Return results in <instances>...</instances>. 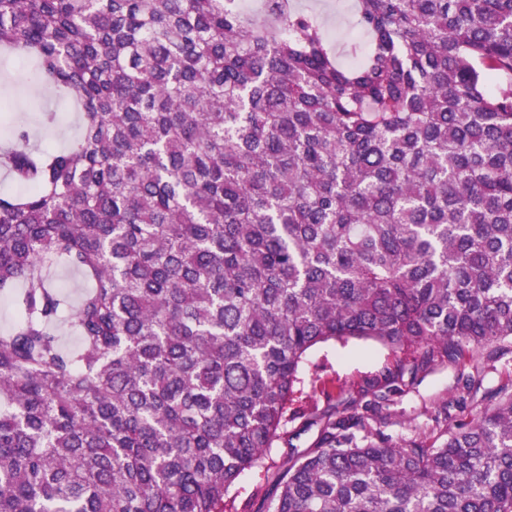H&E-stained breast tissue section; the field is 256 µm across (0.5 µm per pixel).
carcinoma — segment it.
<instances>
[{"mask_svg": "<svg viewBox=\"0 0 512 512\" xmlns=\"http://www.w3.org/2000/svg\"><path fill=\"white\" fill-rule=\"evenodd\" d=\"M275 2L0 0V49L82 128L35 154L13 123L0 158V512H224L278 443L273 512H512V391L381 430L419 373L512 342V0H355L353 65ZM350 339L411 360L300 451L303 359ZM51 276L71 301L78 300L85 289L89 287L80 273L62 265L53 266Z\"/></svg>", "mask_w": 512, "mask_h": 512, "instance_id": "cac0c4a2", "label": "carcinoma"}]
</instances>
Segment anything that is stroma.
Here are the masks:
<instances>
[{"label": "stroma", "mask_w": 512, "mask_h": 512, "mask_svg": "<svg viewBox=\"0 0 512 512\" xmlns=\"http://www.w3.org/2000/svg\"><path fill=\"white\" fill-rule=\"evenodd\" d=\"M294 5L315 14L330 33L338 52H345L354 21V0H294ZM37 100L60 113L52 136H45L41 115L32 109ZM8 107L13 117L28 127L30 140L37 147L65 148L80 132L76 100L57 98L45 88L33 90L16 86ZM404 357L403 351L371 340L331 341L312 348L301 367L302 382L297 385L291 404L296 416L288 421L289 431L297 435V448H308L317 436L316 428H305L303 419L297 416L298 411L312 405L322 408L331 400L360 398L367 381L382 376ZM475 365L479 366L481 377L477 400L512 386V345L495 350L473 349L468 364L450 363L421 373L413 386L395 396L393 423L387 429L392 440L412 437L429 425L439 397L447 392L456 393ZM285 455V449H269L266 468L245 471L225 498L228 512H268L273 489L267 482L266 469L279 467Z\"/></svg>", "instance_id": "stroma-1"}]
</instances>
